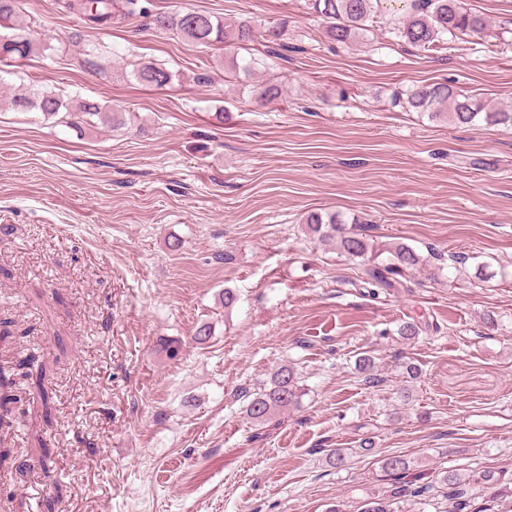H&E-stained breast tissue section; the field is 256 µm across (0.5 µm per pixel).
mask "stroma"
<instances>
[{
	"instance_id": "stroma-1",
	"label": "stroma",
	"mask_w": 512,
	"mask_h": 512,
	"mask_svg": "<svg viewBox=\"0 0 512 512\" xmlns=\"http://www.w3.org/2000/svg\"><path fill=\"white\" fill-rule=\"evenodd\" d=\"M22 2L46 49L0 63V512H358L389 455L512 475V125L402 106L447 80L512 107V0H465L496 37L436 52L384 24L330 42L309 0H152L284 29L286 50L238 79L228 50L148 19L92 28L65 0ZM140 61L171 85L136 82ZM262 81L280 100L255 104ZM35 84L121 105L127 124L14 109ZM312 212L425 262L370 296L360 260L306 236ZM368 350L376 387L355 368ZM406 360L423 374L403 402ZM285 361L300 406L253 424L245 393ZM130 73L136 81L159 88L167 86L174 78L171 70L156 62L139 63Z\"/></svg>"
}]
</instances>
